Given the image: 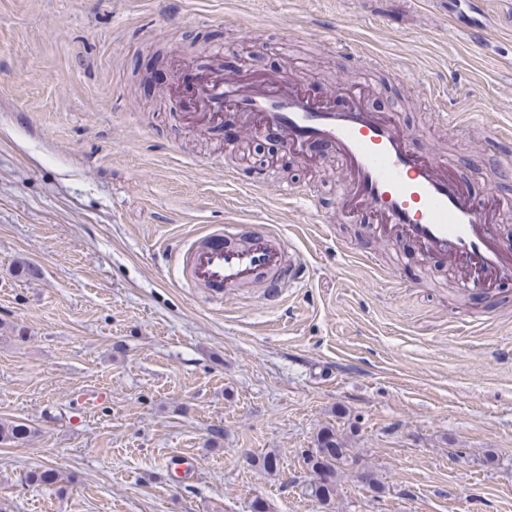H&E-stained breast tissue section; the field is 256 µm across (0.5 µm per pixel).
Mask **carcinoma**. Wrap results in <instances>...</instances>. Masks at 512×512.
Returning <instances> with one entry per match:
<instances>
[{
  "label": "carcinoma",
  "instance_id": "1",
  "mask_svg": "<svg viewBox=\"0 0 512 512\" xmlns=\"http://www.w3.org/2000/svg\"><path fill=\"white\" fill-rule=\"evenodd\" d=\"M32 429L23 421H0V443L20 445L28 441ZM360 458L350 455L345 443L331 429L320 432L317 436V448L309 457V465L315 473L328 471L325 480L310 486V494L321 504L332 506L337 492L338 479L347 471L361 470ZM57 480V472L52 468L28 473L24 481L29 483L52 484Z\"/></svg>",
  "mask_w": 512,
  "mask_h": 512
}]
</instances>
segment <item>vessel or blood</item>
Wrapping results in <instances>:
<instances>
[{
	"label": "vessel or blood",
	"instance_id": "obj_1",
	"mask_svg": "<svg viewBox=\"0 0 512 512\" xmlns=\"http://www.w3.org/2000/svg\"><path fill=\"white\" fill-rule=\"evenodd\" d=\"M366 91L341 84L320 100L297 75L228 76L197 63L178 73L170 97L190 125L220 130L232 112L243 130L278 134L299 158L326 145L340 165L338 221L370 217L380 238L401 236L421 255L450 261L463 288L491 293L512 278V244L495 229L512 201L477 197L449 159L416 150L395 116L372 111ZM175 261L178 280L214 298L259 284L275 298L309 275L302 255L264 224L208 225L176 248Z\"/></svg>",
	"mask_w": 512,
	"mask_h": 512
}]
</instances>
